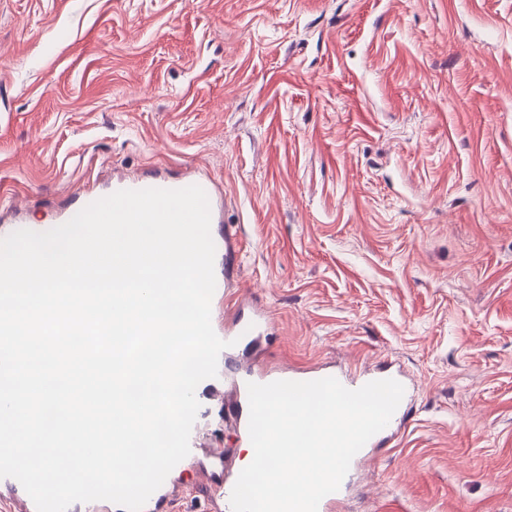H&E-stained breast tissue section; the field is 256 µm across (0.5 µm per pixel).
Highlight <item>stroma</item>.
Here are the masks:
<instances>
[{"label": "stroma", "mask_w": 512, "mask_h": 512, "mask_svg": "<svg viewBox=\"0 0 512 512\" xmlns=\"http://www.w3.org/2000/svg\"><path fill=\"white\" fill-rule=\"evenodd\" d=\"M204 176L247 372L401 371L331 512H512V0H0V225ZM200 440L239 468L231 418ZM188 469L162 512H212ZM191 185L200 186L207 194L210 211H211V224H215L217 220V209L215 204V198L217 195L216 186L209 178L197 177V176H186L181 179L171 180L165 177H148L141 179H131V180H120L112 183L111 192L107 195H101L94 191H88L81 195L79 199V205L72 210L68 216L56 223L53 224H37L31 226H23V227H15L8 224L0 225V238L6 237L9 234L17 231L19 229H29L35 232H45L50 229H53L71 219L76 213H78L81 209H83L88 204L102 198L108 196L118 190L130 189V190H140L146 188H162V189H180L184 187H188ZM212 235L214 244H215V256L220 255L224 257L225 260V273L223 279H216V289L213 294L212 300H211V309L214 301L218 298H223L224 296V289L228 288V283L231 280V263H230V248L233 239L236 237V234L231 229L225 230L223 233H219L218 236ZM269 318L265 315L258 314L255 315L251 320L246 322L238 323L235 328L229 330L225 329L223 325H217L212 317L211 312V322L212 327L216 333V335L225 341H231L233 336H248L253 334L255 331L260 329L262 326L267 325Z\"/></svg>", "instance_id": "35a3bbf8"}]
</instances>
